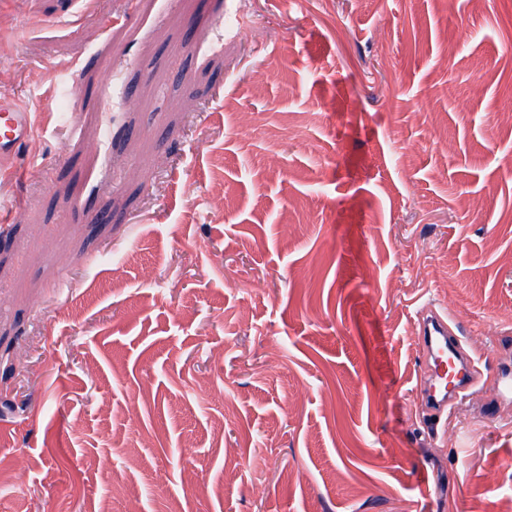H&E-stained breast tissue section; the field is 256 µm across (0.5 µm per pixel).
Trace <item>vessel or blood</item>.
Segmentation results:
<instances>
[{"instance_id": "1", "label": "vessel or blood", "mask_w": 512, "mask_h": 512, "mask_svg": "<svg viewBox=\"0 0 512 512\" xmlns=\"http://www.w3.org/2000/svg\"><path fill=\"white\" fill-rule=\"evenodd\" d=\"M32 134L31 114L28 108L12 100L0 99V157L13 156ZM449 326L446 314L428 310L422 316L418 330V345L426 361L458 365V388L470 387L473 383L472 363L466 352L461 351L448 337ZM421 405L434 409L447 408L451 401L448 394V378L437 375L420 386Z\"/></svg>"}]
</instances>
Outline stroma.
<instances>
[{
    "instance_id": "stroma-1",
    "label": "stroma",
    "mask_w": 512,
    "mask_h": 512,
    "mask_svg": "<svg viewBox=\"0 0 512 512\" xmlns=\"http://www.w3.org/2000/svg\"><path fill=\"white\" fill-rule=\"evenodd\" d=\"M0 98V512L512 504V0H0ZM31 135L28 108L12 100L0 99V157L13 156ZM452 334L447 315L438 310H428L419 322L418 345L427 362L448 364L451 357L458 365L459 380L454 393L448 396V376L438 374L433 380H424L420 386L419 401L421 405L434 409H446L452 397L460 389L473 384L472 363L466 352L461 351L453 341L448 338Z\"/></svg>"
}]
</instances>
